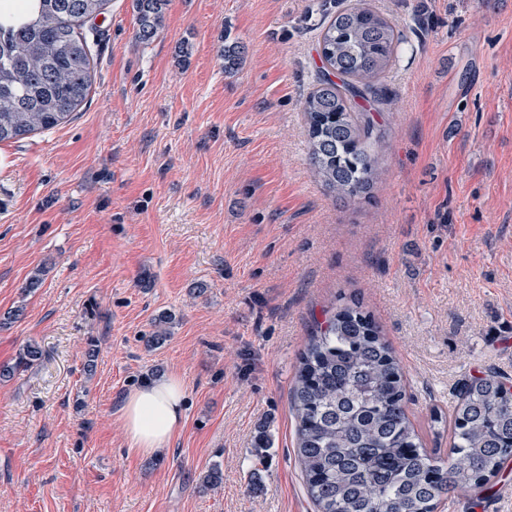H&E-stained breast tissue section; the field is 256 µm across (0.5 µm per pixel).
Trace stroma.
<instances>
[{
	"instance_id": "obj_1",
	"label": "stroma",
	"mask_w": 512,
	"mask_h": 512,
	"mask_svg": "<svg viewBox=\"0 0 512 512\" xmlns=\"http://www.w3.org/2000/svg\"><path fill=\"white\" fill-rule=\"evenodd\" d=\"M353 2L167 0L144 43L133 0H109L81 29L86 100L0 142V314L22 310L0 364L44 351L0 382V512H315L289 391L317 324L352 298L400 357L417 421L463 379L512 378V0H368L403 41L372 114L374 188L343 201L314 178L301 107L320 26ZM228 42L245 48L230 73ZM164 311L171 337L147 348ZM168 373L185 423L145 458L122 402ZM215 465L222 487L199 492ZM439 512H512V472ZM43 357V350L36 342L26 343L18 352L13 364L0 365V380L12 378L20 370H27L38 365Z\"/></svg>"
}]
</instances>
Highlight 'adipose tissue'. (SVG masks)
Masks as SVG:
<instances>
[{"label":"adipose tissue","mask_w":512,"mask_h":512,"mask_svg":"<svg viewBox=\"0 0 512 512\" xmlns=\"http://www.w3.org/2000/svg\"><path fill=\"white\" fill-rule=\"evenodd\" d=\"M185 416V389L173 375L147 381L128 394L123 419L129 448L152 457L164 452L182 427Z\"/></svg>","instance_id":"1"}]
</instances>
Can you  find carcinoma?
<instances>
[{
    "label": "carcinoma",
    "mask_w": 512,
    "mask_h": 512,
    "mask_svg": "<svg viewBox=\"0 0 512 512\" xmlns=\"http://www.w3.org/2000/svg\"><path fill=\"white\" fill-rule=\"evenodd\" d=\"M0 12V142L50 130L70 119L91 85V51L80 32L108 0H20ZM166 0H134L137 37L162 27ZM402 34L390 17L357 0L322 27L319 51L327 75L303 102L313 173L340 200L371 194L380 137L356 99L390 103L381 78ZM245 48L224 45V69H237ZM173 314L154 319L142 337L156 348L170 335ZM43 350L26 343L0 380L40 363ZM505 377L490 372L463 381L448 413V449H428L411 418L401 362L373 316L352 299L331 312L300 352L291 407L297 456L316 512H438L444 497L483 492L512 460V396ZM212 467L201 491L221 486Z\"/></svg>",
    "instance_id": "cac0c4a2"
}]
</instances>
